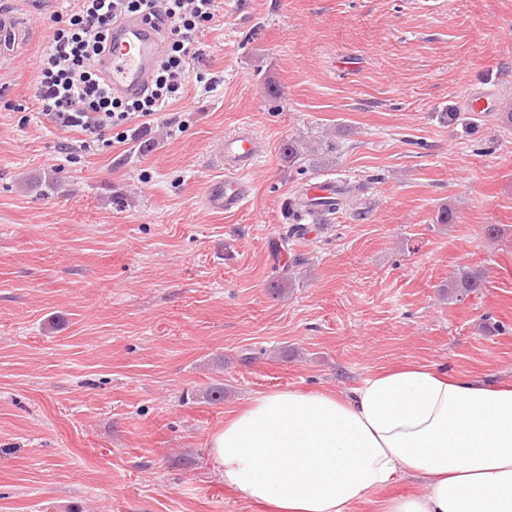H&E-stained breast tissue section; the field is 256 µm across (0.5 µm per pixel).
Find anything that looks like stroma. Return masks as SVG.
Masks as SVG:
<instances>
[{"label": "stroma", "instance_id": "stroma-1", "mask_svg": "<svg viewBox=\"0 0 512 512\" xmlns=\"http://www.w3.org/2000/svg\"><path fill=\"white\" fill-rule=\"evenodd\" d=\"M1 5L32 36L0 66V512H263L207 452L250 398L412 361L512 383V0H217V89L89 153L34 106L60 0ZM242 126L252 194L211 211ZM332 177L356 208L287 237V199ZM467 266L486 285L452 302Z\"/></svg>", "mask_w": 512, "mask_h": 512}]
</instances>
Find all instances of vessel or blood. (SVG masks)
I'll use <instances>...</instances> for the list:
<instances>
[{"label":"vessel or blood","instance_id":"vessel-or-blood-1","mask_svg":"<svg viewBox=\"0 0 512 512\" xmlns=\"http://www.w3.org/2000/svg\"><path fill=\"white\" fill-rule=\"evenodd\" d=\"M28 29V23L20 14L0 9L1 38H9ZM111 43V52L95 60L96 70L113 93L129 98L141 95L149 87L164 53V40L139 16L130 15L113 22ZM261 151L260 143L245 129L221 142L217 159L224 169V176L213 180L205 191L204 203L208 209L232 213L244 205L251 189L246 174Z\"/></svg>","mask_w":512,"mask_h":512}]
</instances>
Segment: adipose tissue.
Masks as SVG:
<instances>
[{"instance_id":"1","label":"adipose tissue","mask_w":512,"mask_h":512,"mask_svg":"<svg viewBox=\"0 0 512 512\" xmlns=\"http://www.w3.org/2000/svg\"><path fill=\"white\" fill-rule=\"evenodd\" d=\"M216 475L269 512H512V385L408 363L344 392L261 394L208 440ZM425 487L419 483L417 480L406 477L399 481L397 484L382 490L380 492L374 493L370 495L365 500L358 502L354 505L352 511L353 512H373V504L372 501L375 499H383L396 495H413V494H425Z\"/></svg>"}]
</instances>
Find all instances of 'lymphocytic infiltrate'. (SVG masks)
<instances>
[{"label":"lymphocytic infiltrate","instance_id":"f902f5d3","mask_svg":"<svg viewBox=\"0 0 512 512\" xmlns=\"http://www.w3.org/2000/svg\"><path fill=\"white\" fill-rule=\"evenodd\" d=\"M215 12L216 0H69L65 12L52 15L47 44L34 63L39 114L77 132L87 150L106 131L150 120L178 101L188 77L213 87L200 70L199 44ZM127 14L140 15L167 42L150 89L137 99L114 94L93 66L109 46L113 20Z\"/></svg>","mask_w":512,"mask_h":512}]
</instances>
